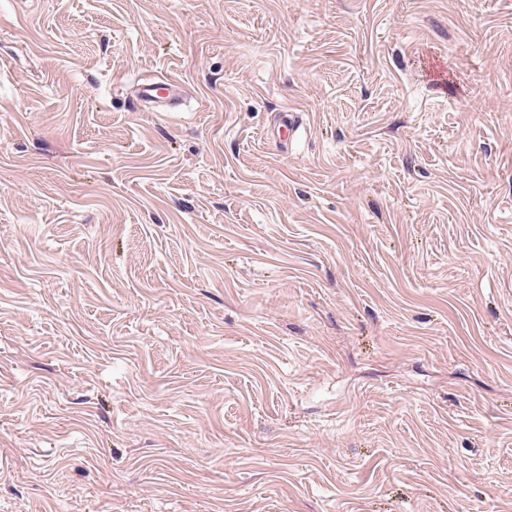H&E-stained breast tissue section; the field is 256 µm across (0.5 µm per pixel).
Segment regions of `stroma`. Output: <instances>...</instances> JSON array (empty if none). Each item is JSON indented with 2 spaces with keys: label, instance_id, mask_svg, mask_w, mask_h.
<instances>
[{
  "label": "stroma",
  "instance_id": "35a3bbf8",
  "mask_svg": "<svg viewBox=\"0 0 512 512\" xmlns=\"http://www.w3.org/2000/svg\"><path fill=\"white\" fill-rule=\"evenodd\" d=\"M0 512H512V0H0ZM181 96V84L172 77H149L143 79L137 88L139 105L152 111H161ZM303 126V116L299 112L286 113L281 122L273 132L279 140L288 144V141L294 139Z\"/></svg>",
  "mask_w": 512,
  "mask_h": 512
}]
</instances>
